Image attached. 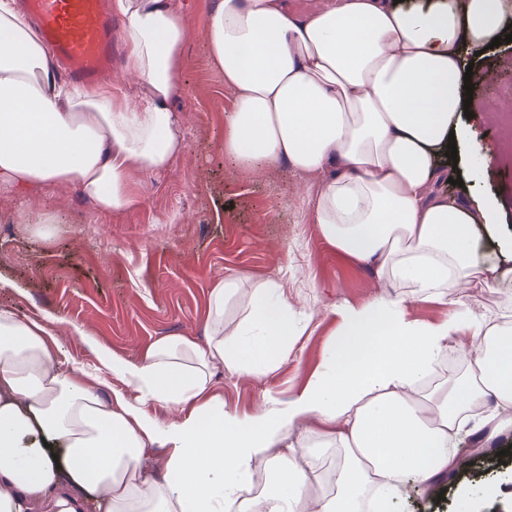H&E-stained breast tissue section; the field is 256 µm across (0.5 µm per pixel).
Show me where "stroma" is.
Instances as JSON below:
<instances>
[{
  "instance_id": "1",
  "label": "stroma",
  "mask_w": 512,
  "mask_h": 512,
  "mask_svg": "<svg viewBox=\"0 0 512 512\" xmlns=\"http://www.w3.org/2000/svg\"><path fill=\"white\" fill-rule=\"evenodd\" d=\"M188 29L179 73L180 110L186 146L169 171L134 174V204L104 214L73 184L22 193L0 184V306L46 318L70 365L106 378L109 396L120 381L101 369L100 357L137 360L163 338L205 342L208 295L225 276L245 275L246 285L278 278L297 309L321 313L272 374L231 376L216 369L212 393L225 409L251 413L263 399L285 402L322 365L339 318L333 306H360L386 296L388 284L363 263L328 244L308 214L306 191L322 174L303 176L291 167L242 168L225 156L224 114L236 93L216 70L206 48V22L214 0H173ZM473 100L479 112L467 124L472 149L484 156L477 189L442 182L435 191L450 201L504 202L498 224L476 225L472 257L512 266V112L492 120L481 107L512 99V43L475 59ZM497 75L483 84L481 72ZM57 220L50 238L36 223ZM468 310L505 321L512 317V280L471 285L460 298ZM505 434L484 440L488 465L459 471L433 486L409 487L391 512H457L455 491L466 487L476 512H512V462L492 466L507 449Z\"/></svg>"
}]
</instances>
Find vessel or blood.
Listing matches in <instances>:
<instances>
[{"instance_id": "b4317fda", "label": "vessel or blood", "mask_w": 512, "mask_h": 512, "mask_svg": "<svg viewBox=\"0 0 512 512\" xmlns=\"http://www.w3.org/2000/svg\"><path fill=\"white\" fill-rule=\"evenodd\" d=\"M67 78L92 83L112 67L114 18L107 0H24Z\"/></svg>"}]
</instances>
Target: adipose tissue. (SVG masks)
<instances>
[{
  "instance_id": "1",
  "label": "adipose tissue",
  "mask_w": 512,
  "mask_h": 512,
  "mask_svg": "<svg viewBox=\"0 0 512 512\" xmlns=\"http://www.w3.org/2000/svg\"><path fill=\"white\" fill-rule=\"evenodd\" d=\"M125 24L136 103L59 81L15 0H0V182L17 189L77 185L103 213L130 207L133 172L168 170L185 143L171 106L187 30L173 0H113ZM512 32L506 0H215L206 24L213 65L236 91L224 153L243 166L330 171L308 198L322 237L378 279L447 297L471 282L512 279V267L471 261L474 227L495 224L498 199L451 204L435 192L449 142L464 145V54ZM211 289L200 344L165 338L140 360H113L123 389L104 400L64 366L40 319L0 307V512H390L405 479L428 484L450 464L448 440L482 417L489 433L512 415V325L468 310L436 325L407 319L400 297L341 305L326 364L285 403L225 410L216 368L275 371L305 315L269 278ZM239 309L235 327L224 325ZM464 372L429 383L450 339ZM136 400H128L127 391ZM178 410L168 424L147 411ZM317 425L342 448L330 489L310 495L311 464L289 432ZM166 452L162 478L141 467ZM274 485L243 503L256 461Z\"/></svg>"
}]
</instances>
